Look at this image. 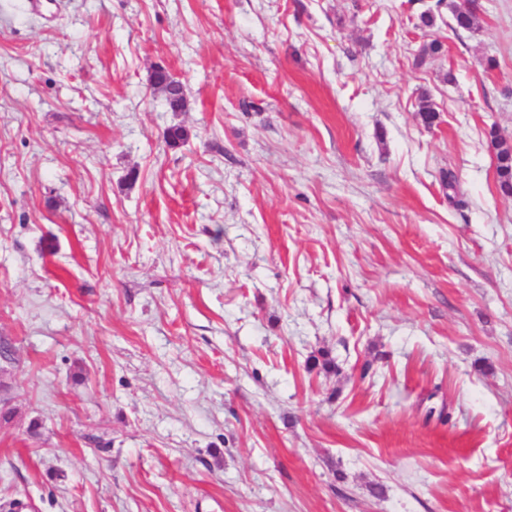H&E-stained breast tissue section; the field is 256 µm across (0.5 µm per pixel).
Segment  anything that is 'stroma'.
Instances as JSON below:
<instances>
[{"instance_id": "35a3bbf8", "label": "stroma", "mask_w": 512, "mask_h": 512, "mask_svg": "<svg viewBox=\"0 0 512 512\" xmlns=\"http://www.w3.org/2000/svg\"><path fill=\"white\" fill-rule=\"evenodd\" d=\"M477 3L0 0V503L512 512V0ZM150 82L155 90L163 94L171 111L179 112L185 108L186 99L182 84L164 68L155 69L151 74ZM490 140L495 148L497 186L505 196H512V143H508L497 132L490 131Z\"/></svg>"}]
</instances>
